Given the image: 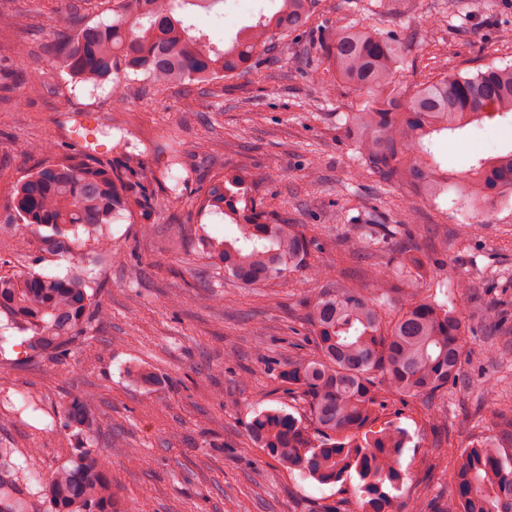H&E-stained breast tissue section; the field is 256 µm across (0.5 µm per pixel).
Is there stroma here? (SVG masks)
<instances>
[{
	"label": "stroma",
	"instance_id": "stroma-1",
	"mask_svg": "<svg viewBox=\"0 0 512 512\" xmlns=\"http://www.w3.org/2000/svg\"><path fill=\"white\" fill-rule=\"evenodd\" d=\"M274 3L189 5L185 20L221 45ZM111 20L107 0H0V213L37 166L84 153L118 171L126 156L139 157L130 178L152 200L94 232L0 229V274L85 276L92 308L110 313L89 321L63 372L0 312V448L28 478L91 449L107 462L114 512H358V477L319 484L249 437L265 410L308 420L287 374L298 354L314 351L306 271L254 287L207 254L206 239L237 234L205 209L208 190L225 171L260 169L259 195L280 223L311 237L312 263L357 283L384 264L403 288L396 260L419 253L431 269L418 287L462 310L461 381L426 401L381 394L376 412L377 425L407 434L392 496L403 512L420 500L444 512L452 456L488 437L512 449V203L477 212L454 187L432 202L409 183L361 174L343 126L371 98L337 80L322 45L348 21L394 34L403 61L393 87L407 98L451 69L512 65V0H320L287 52H266L253 72L164 92L132 73L119 81L120 109L112 81L51 71L61 40ZM16 47L23 59L11 57ZM432 149L454 183L472 163L512 149V115L434 139ZM405 217L409 239L395 232ZM365 227L374 245L349 255L346 237ZM489 307L498 326L485 319ZM139 368L150 383L135 379ZM88 393V420L73 427L65 407Z\"/></svg>",
	"mask_w": 512,
	"mask_h": 512
}]
</instances>
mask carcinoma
<instances>
[{
	"mask_svg": "<svg viewBox=\"0 0 512 512\" xmlns=\"http://www.w3.org/2000/svg\"><path fill=\"white\" fill-rule=\"evenodd\" d=\"M190 0H113L110 24L85 25L61 44L54 65L84 82L104 81L112 74L143 72L158 90L180 85L202 86L246 74L275 44L310 25L319 0H278L276 9L242 28L223 48L185 26L181 9ZM329 66L345 86L371 96L368 109L345 122L347 135L366 174L384 181L413 184L432 200L448 192L430 139L485 119L512 113V65L487 66L472 76L446 73L403 99L388 90L401 43L358 23L332 33L325 50ZM264 173L227 174L208 192V205L238 226L239 236L214 242L213 254L224 273L247 284L261 285L306 265L310 240L296 224H275L262 202L242 209L234 199L246 182L259 183ZM474 201L488 202L512 192V150L480 159L463 172ZM141 205L123 174L92 159L43 164L18 182L1 224L46 227L57 236L79 226L96 229L120 212ZM314 287L307 290L316 354L298 357L288 382L304 389L319 433L281 411H263L250 423L252 441L282 464L321 484L360 480L366 499L362 512H400L384 490L402 479L404 431L372 429L378 390L410 398L442 393L463 373L462 315L414 288L391 318L385 308L396 287L384 270L373 268L369 288L331 283L330 271L309 267ZM0 312L34 332L35 354L65 359L69 346L92 317L85 283L75 276L36 273L0 276ZM95 403L88 395L67 408L69 420L84 424ZM453 507L448 512H512V453L486 440L448 461ZM23 478L0 448V512H26ZM36 496L45 512H112V484L103 460L93 453L76 456L39 480Z\"/></svg>",
	"mask_w": 512,
	"mask_h": 512,
	"instance_id": "1",
	"label": "carcinoma"
}]
</instances>
